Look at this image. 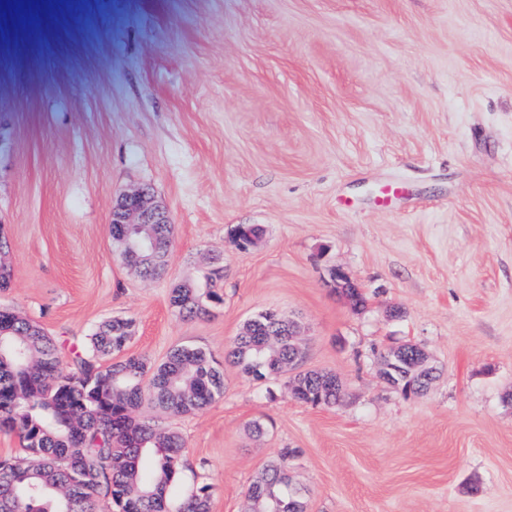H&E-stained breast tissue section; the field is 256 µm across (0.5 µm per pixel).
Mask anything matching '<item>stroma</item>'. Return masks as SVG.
I'll return each instance as SVG.
<instances>
[{
  "label": "stroma",
  "instance_id": "stroma-1",
  "mask_svg": "<svg viewBox=\"0 0 512 512\" xmlns=\"http://www.w3.org/2000/svg\"><path fill=\"white\" fill-rule=\"evenodd\" d=\"M142 187L173 225L157 279L110 233ZM0 229V308L68 350L122 317L127 353L223 360L274 310L301 370L340 381L315 408L225 363L223 398L172 422L175 496L206 484L210 512H245L294 448L307 512H512V0H0ZM215 256L222 303L182 318L173 288ZM405 342L439 371L409 397L378 373Z\"/></svg>",
  "mask_w": 512,
  "mask_h": 512
}]
</instances>
